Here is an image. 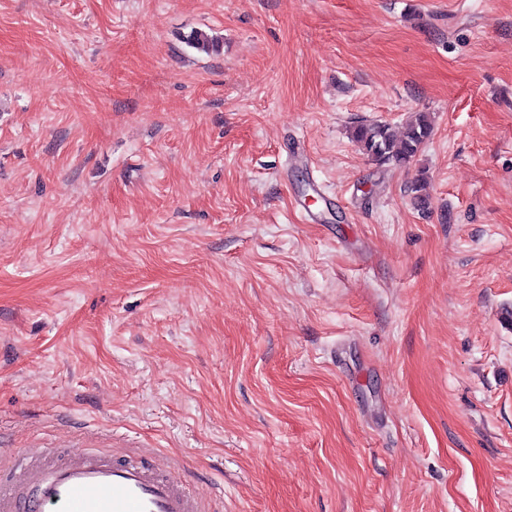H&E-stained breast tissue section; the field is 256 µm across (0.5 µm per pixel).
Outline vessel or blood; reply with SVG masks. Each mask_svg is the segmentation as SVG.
Returning a JSON list of instances; mask_svg holds the SVG:
<instances>
[{"label": "vessel or blood", "instance_id": "b4317fda", "mask_svg": "<svg viewBox=\"0 0 512 512\" xmlns=\"http://www.w3.org/2000/svg\"><path fill=\"white\" fill-rule=\"evenodd\" d=\"M35 454L16 452L9 475H0V512H207L168 465L74 448L66 460L40 467Z\"/></svg>", "mask_w": 512, "mask_h": 512}]
</instances>
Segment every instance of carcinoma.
<instances>
[{
    "instance_id": "carcinoma-1",
    "label": "carcinoma",
    "mask_w": 512,
    "mask_h": 512,
    "mask_svg": "<svg viewBox=\"0 0 512 512\" xmlns=\"http://www.w3.org/2000/svg\"><path fill=\"white\" fill-rule=\"evenodd\" d=\"M187 44L205 53L217 49V42L213 38L198 31L189 35ZM432 132L433 123L429 113L414 112L400 134L389 124L362 123L353 128L351 137L376 165H405L421 151Z\"/></svg>"
}]
</instances>
